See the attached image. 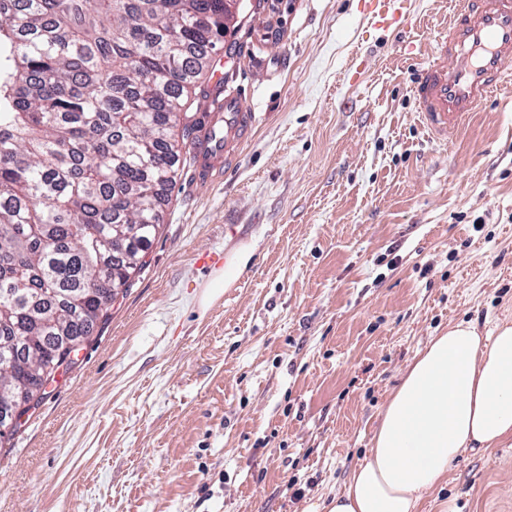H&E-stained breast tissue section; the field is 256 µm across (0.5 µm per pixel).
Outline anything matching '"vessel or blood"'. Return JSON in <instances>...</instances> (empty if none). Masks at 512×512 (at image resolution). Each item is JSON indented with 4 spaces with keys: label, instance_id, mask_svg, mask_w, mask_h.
<instances>
[{
    "label": "vessel or blood",
    "instance_id": "1",
    "mask_svg": "<svg viewBox=\"0 0 512 512\" xmlns=\"http://www.w3.org/2000/svg\"><path fill=\"white\" fill-rule=\"evenodd\" d=\"M374 24L394 20L404 0H366ZM512 61V0H461L436 41L429 61L415 79V101L422 120L438 137L461 129L471 112L505 84ZM255 115L243 101L225 93L222 73H215L212 95L196 118L190 147L192 175L210 184L252 133Z\"/></svg>",
    "mask_w": 512,
    "mask_h": 512
}]
</instances>
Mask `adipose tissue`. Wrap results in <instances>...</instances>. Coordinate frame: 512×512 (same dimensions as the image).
Wrapping results in <instances>:
<instances>
[{
	"mask_svg": "<svg viewBox=\"0 0 512 512\" xmlns=\"http://www.w3.org/2000/svg\"><path fill=\"white\" fill-rule=\"evenodd\" d=\"M512 441V323L431 337L389 399L373 444L328 512H417L468 450Z\"/></svg>",
	"mask_w": 512,
	"mask_h": 512,
	"instance_id": "1",
	"label": "adipose tissue"
}]
</instances>
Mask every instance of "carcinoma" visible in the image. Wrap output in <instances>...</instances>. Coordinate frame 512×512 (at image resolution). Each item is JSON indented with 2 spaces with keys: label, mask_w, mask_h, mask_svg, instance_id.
Returning <instances> with one entry per match:
<instances>
[{
  "label": "carcinoma",
  "mask_w": 512,
  "mask_h": 512,
  "mask_svg": "<svg viewBox=\"0 0 512 512\" xmlns=\"http://www.w3.org/2000/svg\"><path fill=\"white\" fill-rule=\"evenodd\" d=\"M225 33L224 0H0V391L71 368L143 267Z\"/></svg>",
  "instance_id": "carcinoma-1"
}]
</instances>
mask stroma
Returning a JSON list of instances; mask_svg holds the SVG:
<instances>
[{"instance_id":"stroma-1","label":"stroma","mask_w":512,"mask_h":512,"mask_svg":"<svg viewBox=\"0 0 512 512\" xmlns=\"http://www.w3.org/2000/svg\"><path fill=\"white\" fill-rule=\"evenodd\" d=\"M453 9L242 0L218 56L255 134L205 187L180 156L144 267L0 449V512H325L430 337L512 322V86L445 140L413 99ZM418 512H512V445ZM405 1L407 0H365V3L370 5L371 20L374 25L384 26L387 21H391L390 25H392L401 19L402 13L399 19L395 17V13Z\"/></svg>"}]
</instances>
